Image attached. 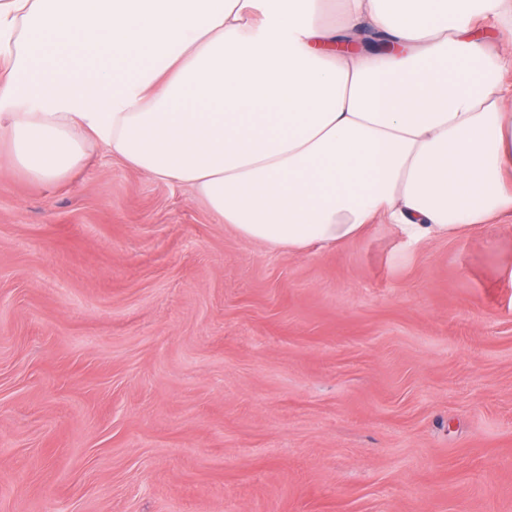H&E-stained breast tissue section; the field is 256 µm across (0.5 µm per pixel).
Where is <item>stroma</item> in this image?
I'll use <instances>...</instances> for the list:
<instances>
[{
  "instance_id": "obj_1",
  "label": "stroma",
  "mask_w": 512,
  "mask_h": 512,
  "mask_svg": "<svg viewBox=\"0 0 512 512\" xmlns=\"http://www.w3.org/2000/svg\"><path fill=\"white\" fill-rule=\"evenodd\" d=\"M0 512H512V220L297 255L0 143Z\"/></svg>"
}]
</instances>
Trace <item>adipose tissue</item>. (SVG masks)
I'll use <instances>...</instances> for the list:
<instances>
[{"instance_id":"adipose-tissue-1","label":"adipose tissue","mask_w":512,"mask_h":512,"mask_svg":"<svg viewBox=\"0 0 512 512\" xmlns=\"http://www.w3.org/2000/svg\"><path fill=\"white\" fill-rule=\"evenodd\" d=\"M0 141L100 145L305 254L512 218V0H0Z\"/></svg>"}]
</instances>
